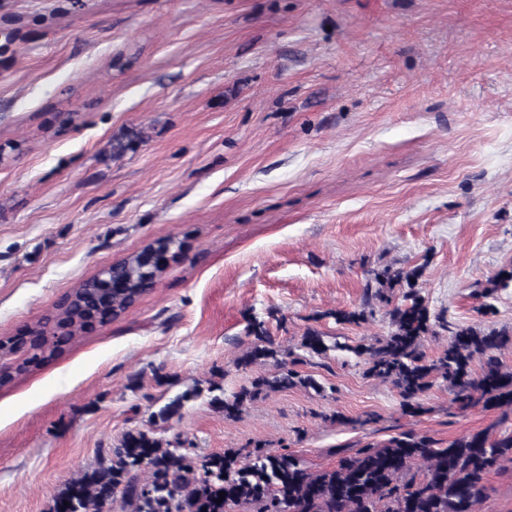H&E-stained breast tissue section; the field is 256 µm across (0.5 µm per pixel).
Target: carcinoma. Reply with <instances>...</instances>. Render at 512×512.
Masks as SVG:
<instances>
[{
    "instance_id": "carcinoma-1",
    "label": "carcinoma",
    "mask_w": 512,
    "mask_h": 512,
    "mask_svg": "<svg viewBox=\"0 0 512 512\" xmlns=\"http://www.w3.org/2000/svg\"><path fill=\"white\" fill-rule=\"evenodd\" d=\"M140 143L139 132L124 130L112 137V156L134 152ZM159 272L152 250L144 248L103 277L84 281L66 318L57 320L67 333L47 347L33 345L20 371L55 359L74 336L87 330L91 318L126 311L138 290ZM421 275L420 267L371 271L366 289L377 285L374 297L385 304L390 331L350 347L364 359L366 375L390 382L412 417L422 412L420 398L439 378L448 383L461 411L478 405L485 410L512 409V368L499 358L512 346V327L457 325L432 313L417 288ZM510 286L512 264L487 280L480 293L486 299L481 312H492L489 299ZM328 315L338 324H358L373 311L364 306ZM440 330L448 332V345L429 361L420 350L422 341ZM247 334L253 343L240 364L271 360L277 372L230 396L213 397L211 402L227 419L237 418L245 403L268 391L316 386L280 358L265 321L250 320ZM301 345L311 354L326 350L314 329L305 332ZM476 362L478 372L473 369ZM197 396L195 391L175 396L159 417L171 418ZM505 461L512 463V432L507 431L494 436L480 430L446 443L427 434L401 432L341 456L331 468L312 471L290 452L258 447L245 461L232 451L193 455L181 442L139 429L125 433L94 467L64 483L49 512H117L126 507L130 512H475L486 495L489 475Z\"/></svg>"
}]
</instances>
